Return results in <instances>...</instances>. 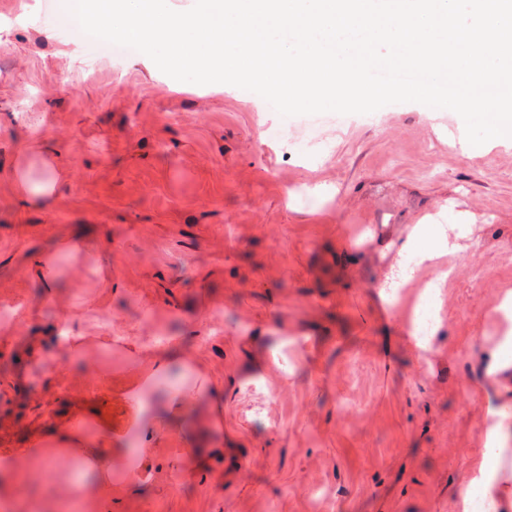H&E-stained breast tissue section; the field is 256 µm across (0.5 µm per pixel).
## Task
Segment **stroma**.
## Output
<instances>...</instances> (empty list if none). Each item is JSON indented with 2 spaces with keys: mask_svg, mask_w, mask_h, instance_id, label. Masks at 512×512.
<instances>
[{
  "mask_svg": "<svg viewBox=\"0 0 512 512\" xmlns=\"http://www.w3.org/2000/svg\"><path fill=\"white\" fill-rule=\"evenodd\" d=\"M463 124L415 102L283 117L114 58L57 0H0V448L17 512L66 497L79 512H456L503 389L484 364L512 291V143L464 157L448 141ZM46 156L55 198L23 197L18 168L40 177ZM421 224L458 225L460 249L390 301ZM66 235L91 252L60 257L44 288L31 255ZM434 280L422 351L409 315ZM64 320L72 350L54 344ZM158 327L173 362L145 402L164 417L174 391L198 394L175 426L126 433L136 471L82 489L81 455L41 432L122 422ZM228 448L243 476H225Z\"/></svg>",
  "mask_w": 512,
  "mask_h": 512,
  "instance_id": "1",
  "label": "stroma"
}]
</instances>
